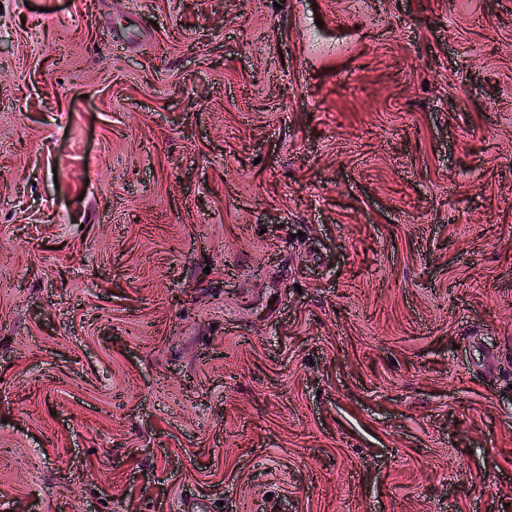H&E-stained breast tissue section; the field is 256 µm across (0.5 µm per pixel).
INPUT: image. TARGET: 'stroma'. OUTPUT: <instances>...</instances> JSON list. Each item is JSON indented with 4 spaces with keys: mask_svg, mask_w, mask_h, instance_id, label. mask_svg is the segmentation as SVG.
Segmentation results:
<instances>
[{
    "mask_svg": "<svg viewBox=\"0 0 512 512\" xmlns=\"http://www.w3.org/2000/svg\"><path fill=\"white\" fill-rule=\"evenodd\" d=\"M512 512V0H0V512Z\"/></svg>",
    "mask_w": 512,
    "mask_h": 512,
    "instance_id": "obj_1",
    "label": "stroma"
}]
</instances>
